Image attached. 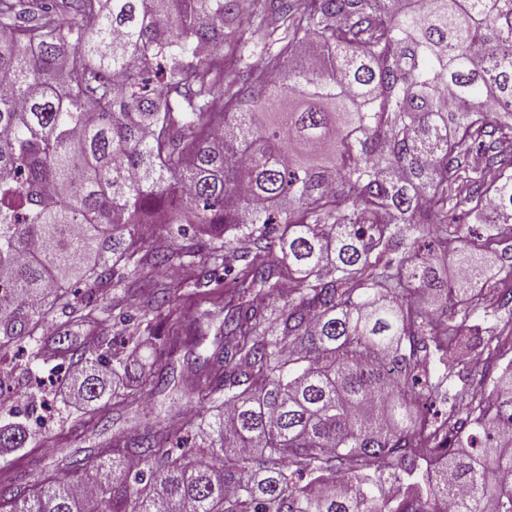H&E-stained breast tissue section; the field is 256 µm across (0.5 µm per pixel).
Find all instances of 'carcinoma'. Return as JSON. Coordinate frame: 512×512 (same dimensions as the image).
Masks as SVG:
<instances>
[{
    "mask_svg": "<svg viewBox=\"0 0 512 512\" xmlns=\"http://www.w3.org/2000/svg\"><path fill=\"white\" fill-rule=\"evenodd\" d=\"M247 0H0V361L90 316L64 286L100 289L185 264L197 232L234 273L224 343L169 427L115 434L96 478L0 487V512H512V360L465 413L448 364L493 301L484 349L512 352V0H263L268 51L247 63ZM485 165L469 164L474 145ZM507 224L459 235L448 213ZM158 215L177 242L146 245ZM267 253L232 271L238 252ZM139 259H134L137 252ZM466 276L448 286L440 256ZM173 288L128 306L152 331ZM84 429L122 373L125 398L168 385L128 355L57 336ZM198 441L175 453L170 432ZM21 424L0 448H25ZM393 473L386 485L384 474Z\"/></svg>",
    "mask_w": 512,
    "mask_h": 512,
    "instance_id": "cac0c4a2",
    "label": "carcinoma"
}]
</instances>
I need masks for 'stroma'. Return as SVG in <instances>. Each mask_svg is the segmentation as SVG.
I'll return each mask as SVG.
<instances>
[{
  "label": "stroma",
  "mask_w": 512,
  "mask_h": 512,
  "mask_svg": "<svg viewBox=\"0 0 512 512\" xmlns=\"http://www.w3.org/2000/svg\"><path fill=\"white\" fill-rule=\"evenodd\" d=\"M206 248H199L192 263L178 267L174 273L165 274L167 284L176 286L174 303L165 313L158 333L146 331L139 319L120 320L119 314L127 308L128 295L148 293L155 278L152 268H144L139 280H125L114 284L103 295L97 296L93 319L89 322L68 323L61 311L51 314L52 329L42 332L34 349L11 353L0 362V372L8 374L12 398L0 404V426L23 421L30 433L40 437L37 448L0 449V484L17 487L28 486L41 473H55L62 466L65 455L93 462L100 448L108 446L113 434L134 430H147L169 426L176 411L184 408L181 397L183 386L193 383L199 376L204 358L215 352L224 340V305L214 302L205 289L186 287L185 282L195 271L205 267ZM68 326L72 339L81 345L112 343L114 350L129 347L140 356V365L148 371L166 370L170 385L155 391L148 399H136L130 406L111 404L105 410L104 428L87 432L77 428L75 419L78 408L61 398L60 389L66 384L70 371L68 361L56 356L46 358L45 351L54 347V326ZM203 326L206 338L202 344L191 341L196 326ZM174 335L178 338V352L174 359L160 355L161 337ZM482 347L471 341L467 359L474 363L470 378H449L448 403L457 410H464L467 391L492 386L491 375L482 373Z\"/></svg>",
  "instance_id": "1"
}]
</instances>
